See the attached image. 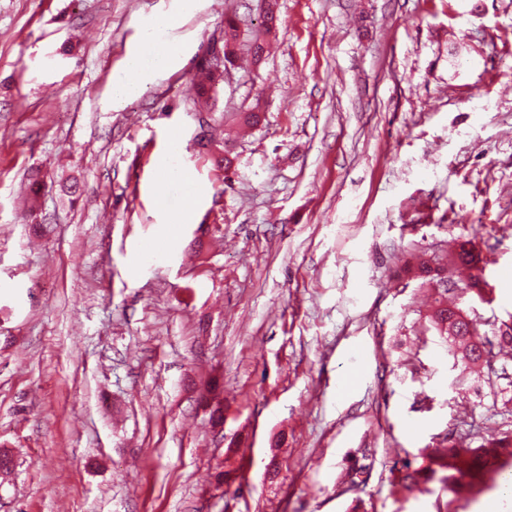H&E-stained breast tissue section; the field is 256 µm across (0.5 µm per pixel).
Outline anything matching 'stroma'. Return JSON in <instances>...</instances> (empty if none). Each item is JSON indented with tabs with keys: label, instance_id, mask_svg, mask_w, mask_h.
<instances>
[{
	"label": "stroma",
	"instance_id": "1",
	"mask_svg": "<svg viewBox=\"0 0 512 512\" xmlns=\"http://www.w3.org/2000/svg\"><path fill=\"white\" fill-rule=\"evenodd\" d=\"M180 4L0 0V512H480L502 475L393 483L512 432L505 379L454 365L393 270L467 220L492 294L462 305L512 322V0H279L257 63L261 0ZM159 11L188 56L113 105ZM228 14L204 129L188 87ZM173 132L191 195L161 181ZM238 22L235 17L226 16L224 17V37L228 36L226 41L224 38L221 40L213 41L207 48L206 52L202 57L203 62L209 63H224V55L229 64L234 65L236 58V39H237ZM223 42V44H221ZM228 48V52H224V46Z\"/></svg>",
	"mask_w": 512,
	"mask_h": 512
}]
</instances>
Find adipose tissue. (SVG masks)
I'll return each instance as SVG.
<instances>
[{
    "label": "adipose tissue",
    "mask_w": 512,
    "mask_h": 512,
    "mask_svg": "<svg viewBox=\"0 0 512 512\" xmlns=\"http://www.w3.org/2000/svg\"><path fill=\"white\" fill-rule=\"evenodd\" d=\"M177 22L175 14L161 12L155 14L146 29L141 33L143 44L153 49L152 65H145L140 56L127 58L123 69L112 78V96L115 103H122L140 95L147 82V70L154 67L167 69L177 63L184 51L182 43L163 42L158 37L159 31L173 28Z\"/></svg>",
    "instance_id": "adipose-tissue-1"
}]
</instances>
